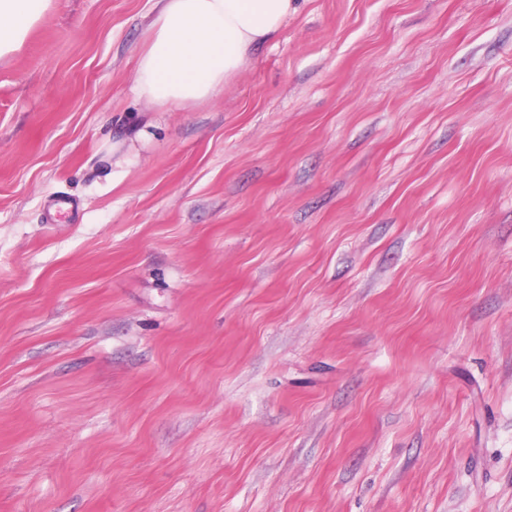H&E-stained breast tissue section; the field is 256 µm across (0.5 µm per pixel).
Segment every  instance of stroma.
<instances>
[{
    "label": "stroma",
    "instance_id": "1",
    "mask_svg": "<svg viewBox=\"0 0 512 512\" xmlns=\"http://www.w3.org/2000/svg\"><path fill=\"white\" fill-rule=\"evenodd\" d=\"M155 13L0 60V512H512V0H299L171 112Z\"/></svg>",
    "mask_w": 512,
    "mask_h": 512
}]
</instances>
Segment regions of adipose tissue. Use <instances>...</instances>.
<instances>
[{
	"mask_svg": "<svg viewBox=\"0 0 512 512\" xmlns=\"http://www.w3.org/2000/svg\"><path fill=\"white\" fill-rule=\"evenodd\" d=\"M53 0H0V59L19 51ZM134 74L137 96L161 110L203 103L278 35L297 0H157Z\"/></svg>",
	"mask_w": 512,
	"mask_h": 512,
	"instance_id": "adipose-tissue-1",
	"label": "adipose tissue"
}]
</instances>
